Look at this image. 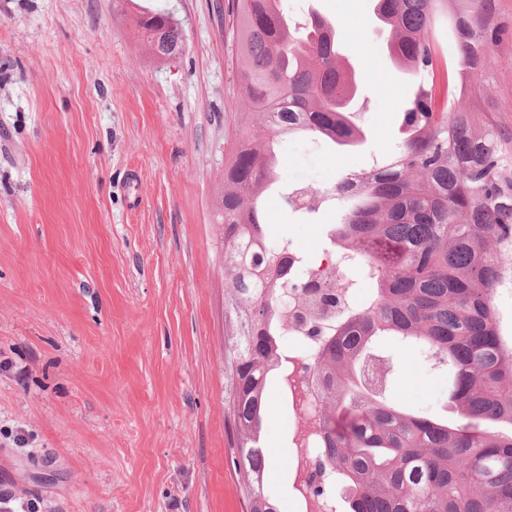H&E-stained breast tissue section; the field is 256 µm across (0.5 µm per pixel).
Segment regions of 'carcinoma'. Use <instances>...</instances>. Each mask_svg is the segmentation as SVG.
<instances>
[{"instance_id":"obj_1","label":"carcinoma","mask_w":512,"mask_h":512,"mask_svg":"<svg viewBox=\"0 0 512 512\" xmlns=\"http://www.w3.org/2000/svg\"><path fill=\"white\" fill-rule=\"evenodd\" d=\"M279 2H227L243 133L224 163L215 218L230 254L224 288L236 348L224 369L237 375L232 462L248 512H279L264 492L259 446L273 371L283 388L316 396L308 421L316 456L303 485L311 498L331 500L333 475L346 512H512V336L494 305L496 290L512 282V130L481 95L504 34L496 0H374L375 18L392 33L386 51L416 89L400 150L349 172L354 190L342 177L323 194L341 213L336 260L353 264L351 286H370L359 301L317 263L307 269L333 291L312 298L314 283L288 271V248L265 236L259 201L275 178L274 142L305 134L348 149L362 137L336 26L287 19ZM446 11L457 43L451 60L434 33ZM136 27L157 58L182 52V29L169 15L143 14ZM285 288L309 311L293 316L314 346L307 362L282 343ZM385 337L448 372L455 422L402 411L386 381L368 378L373 361L402 364L380 351Z\"/></svg>"}]
</instances>
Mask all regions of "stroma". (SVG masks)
<instances>
[{"instance_id":"stroma-1","label":"stroma","mask_w":512,"mask_h":512,"mask_svg":"<svg viewBox=\"0 0 512 512\" xmlns=\"http://www.w3.org/2000/svg\"><path fill=\"white\" fill-rule=\"evenodd\" d=\"M227 0H0V494L39 512H244L225 415L224 253L212 215L241 127ZM483 95L512 128V0ZM336 22L364 101L365 143L282 137L281 187L333 188L398 151L409 81L372 0H281ZM170 13L181 55L138 35ZM268 240L329 260L336 209L265 194ZM389 393L445 415L448 379L386 341ZM260 441L265 492L300 512L299 420L270 376Z\"/></svg>"}]
</instances>
